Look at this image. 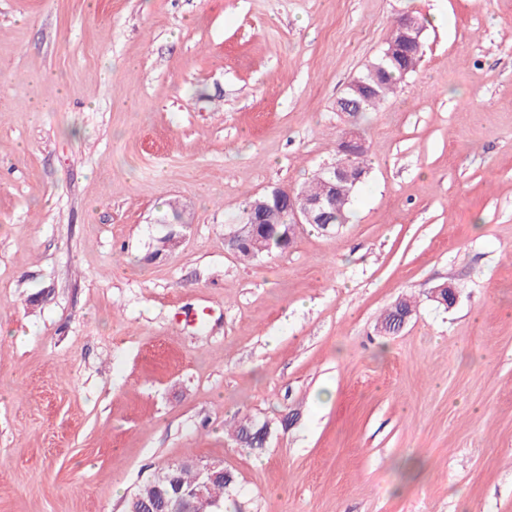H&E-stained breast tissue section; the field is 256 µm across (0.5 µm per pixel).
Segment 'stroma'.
Returning <instances> with one entry per match:
<instances>
[{
	"mask_svg": "<svg viewBox=\"0 0 512 512\" xmlns=\"http://www.w3.org/2000/svg\"><path fill=\"white\" fill-rule=\"evenodd\" d=\"M406 12L348 223L241 260ZM186 460L246 512H512V0H0V512H126ZM399 30L402 46H421L423 28L416 17L410 14L401 16L399 18Z\"/></svg>",
	"mask_w": 512,
	"mask_h": 512,
	"instance_id": "35a3bbf8",
	"label": "stroma"
}]
</instances>
